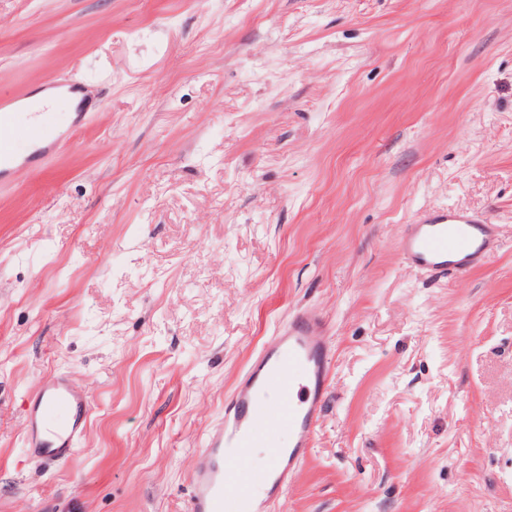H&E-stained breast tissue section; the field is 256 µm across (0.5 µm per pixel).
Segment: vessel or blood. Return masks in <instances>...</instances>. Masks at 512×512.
<instances>
[{"mask_svg":"<svg viewBox=\"0 0 512 512\" xmlns=\"http://www.w3.org/2000/svg\"><path fill=\"white\" fill-rule=\"evenodd\" d=\"M22 103L19 95L0 99V182L22 165H35L61 142L50 106L26 112ZM500 246L496 225L448 208L405 225L398 252L403 263L438 275L469 271ZM331 358L324 317L294 313L248 367L222 421L206 433L191 472L188 512H271L312 446ZM89 414L84 393L68 377L43 385L27 408L29 454L69 460ZM258 454L263 463L255 462Z\"/></svg>","mask_w":512,"mask_h":512,"instance_id":"b4317fda","label":"vessel or blood"}]
</instances>
